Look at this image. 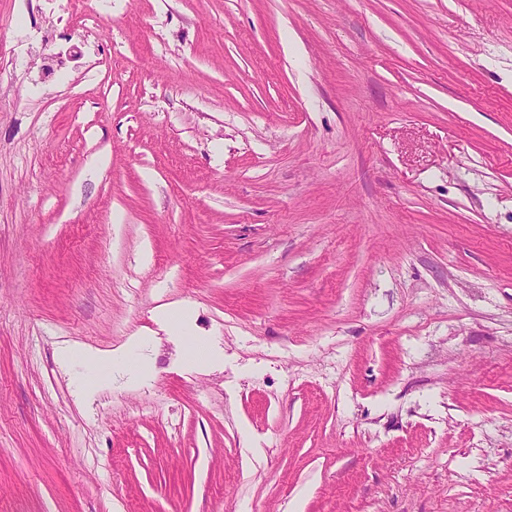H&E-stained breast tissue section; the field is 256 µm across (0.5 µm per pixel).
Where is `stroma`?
Listing matches in <instances>:
<instances>
[{"instance_id":"1","label":"stroma","mask_w":512,"mask_h":512,"mask_svg":"<svg viewBox=\"0 0 512 512\" xmlns=\"http://www.w3.org/2000/svg\"><path fill=\"white\" fill-rule=\"evenodd\" d=\"M0 512H512V0H0ZM164 320L172 336H179L180 339L183 337L185 341L187 336H194L191 338L194 345L193 351L199 362L209 365L217 361V354L211 344L206 339L197 337L198 335L193 333L182 309L167 310L164 313Z\"/></svg>"}]
</instances>
